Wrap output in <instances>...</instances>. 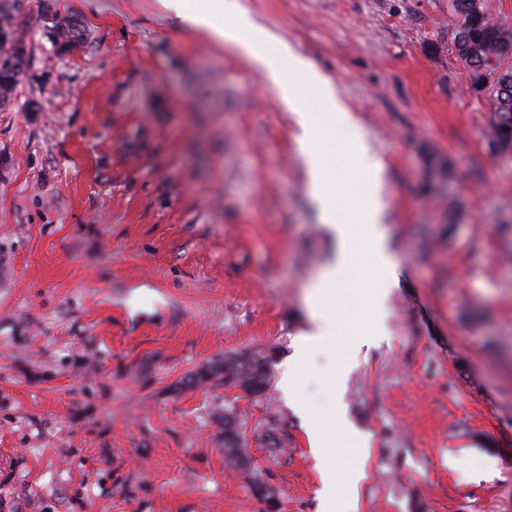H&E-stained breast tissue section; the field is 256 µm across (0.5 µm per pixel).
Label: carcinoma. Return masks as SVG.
I'll list each match as a JSON object with an SVG mask.
<instances>
[{
    "label": "carcinoma",
    "mask_w": 512,
    "mask_h": 512,
    "mask_svg": "<svg viewBox=\"0 0 512 512\" xmlns=\"http://www.w3.org/2000/svg\"><path fill=\"white\" fill-rule=\"evenodd\" d=\"M448 7L457 19L453 38L457 56L478 80L491 77L490 96L495 109L489 141L512 146V71H498L501 58L512 56V28L490 16L483 0H448ZM22 8V0H14L10 10L0 7V100L3 102L16 86L20 73L30 66L31 55L17 23ZM42 15L47 34L59 51L66 52L83 39L85 27L79 18L60 19L47 4L43 6ZM273 356L274 353L263 350L226 355L224 360L196 373L190 382L198 385L218 376L226 385L264 396L271 386ZM254 436L271 453L278 452L287 441L278 419L273 417L254 430ZM246 438L245 425L237 412L225 411L224 455L254 493L264 478L248 453Z\"/></svg>",
    "instance_id": "carcinoma-1"
}]
</instances>
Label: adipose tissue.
I'll return each instance as SVG.
<instances>
[{"instance_id": "1", "label": "adipose tissue", "mask_w": 512, "mask_h": 512, "mask_svg": "<svg viewBox=\"0 0 512 512\" xmlns=\"http://www.w3.org/2000/svg\"><path fill=\"white\" fill-rule=\"evenodd\" d=\"M163 3L189 26L209 30L224 42L240 48L265 71L281 100L298 115L299 142L309 173L310 197L317 206L320 222L336 239V256L319 272L308 297L312 328L297 339V360L305 362L313 352L336 348L344 337L361 333L358 322L342 317L337 306L359 263L358 235H365L373 245L367 270L376 304H383L389 290L398 284L397 266L388 250L383 228L382 165L369 155L361 138H352L348 143V165L361 178L365 189L350 197H342L336 171L327 158L326 129L350 125L351 116L343 108L333 86L290 48L275 46L274 36L241 12L237 0H163ZM286 61L300 76V83L286 78L282 69ZM303 86L317 95L328 119L327 126L314 124L304 112L299 93ZM318 467L324 508L326 512H332L340 495L356 489L363 471L357 466L346 476H339L335 463L323 457L319 458Z\"/></svg>"}]
</instances>
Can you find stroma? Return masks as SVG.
Wrapping results in <instances>:
<instances>
[{
    "instance_id": "obj_1",
    "label": "stroma",
    "mask_w": 512,
    "mask_h": 512,
    "mask_svg": "<svg viewBox=\"0 0 512 512\" xmlns=\"http://www.w3.org/2000/svg\"><path fill=\"white\" fill-rule=\"evenodd\" d=\"M86 39L59 55L43 3ZM25 0L31 53L0 106V512H264L224 456V406L277 418L288 445L248 450L282 512H322L306 423L185 381L310 327L309 286L336 242L308 195L298 128L236 47L162 0ZM336 89L383 167L400 283L388 334L297 374L318 420L336 402L366 453L341 512H512V159L454 48L448 0H239ZM364 271L339 307L369 328ZM343 380L342 393L330 386Z\"/></svg>"
}]
</instances>
